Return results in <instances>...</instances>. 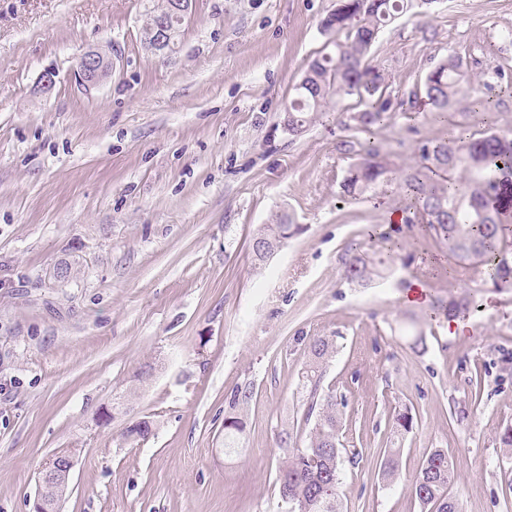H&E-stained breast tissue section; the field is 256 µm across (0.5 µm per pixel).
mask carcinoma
Returning a JSON list of instances; mask_svg holds the SVG:
<instances>
[{"instance_id": "1", "label": "carcinoma", "mask_w": 512, "mask_h": 512, "mask_svg": "<svg viewBox=\"0 0 512 512\" xmlns=\"http://www.w3.org/2000/svg\"><path fill=\"white\" fill-rule=\"evenodd\" d=\"M141 27V41H146L158 17H168L171 28L168 53L176 51L184 17L172 9L173 0H148ZM413 0H336L335 9L322 22V30L334 36L333 49L315 57L288 99V133L306 131L311 116L334 96L340 101L356 97L358 112L348 116L357 128L367 132L383 124L401 107L386 96V80L379 69L368 64L380 30L411 10ZM469 78V63L450 54L425 77L422 87L412 92L410 108L420 103L431 107L434 115L448 118V105L458 96ZM339 149L356 155L341 188L354 198L371 191L392 171L388 154L371 141L343 140ZM455 170L465 173L459 182L444 174ZM512 183V136L496 130L478 138L451 133L448 138L418 147L416 161L400 170V184L408 204L403 209L404 223L420 226L425 233L448 250L455 260L454 271L465 282L478 271L484 281L496 288H512V225L506 212L512 198L500 195L501 186ZM298 226L291 218L276 216L258 229L254 239L264 241L274 250L291 236ZM386 250L377 260L365 253H355L345 263L343 278L351 283L383 276L389 265L402 259V239L389 231L372 233ZM476 307L475 293L463 290L448 299L433 303V310L448 317L470 313ZM336 352L331 336H316L308 344V361L302 372L306 408L303 422L308 428L307 443L284 458L278 470L279 495L286 512H340V485L343 462L360 455L356 448L340 447L345 399L332 388H324L328 363ZM253 396L245 385L230 394L224 411V442L230 448L244 431L242 411ZM392 435L403 440L413 429V416L406 409L390 421ZM152 432V422L142 418L125 427L128 439H142ZM402 448L384 450L381 479L391 484L398 476ZM455 479L453 462L439 448L425 456L411 484L412 496L424 512H458L448 497V487Z\"/></svg>"}]
</instances>
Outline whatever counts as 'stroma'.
Returning <instances> with one entry per match:
<instances>
[{"label": "stroma", "instance_id": "obj_1", "mask_svg": "<svg viewBox=\"0 0 512 512\" xmlns=\"http://www.w3.org/2000/svg\"><path fill=\"white\" fill-rule=\"evenodd\" d=\"M336 0H193L175 54L140 41L146 0H0V512H30L55 449L77 463L60 512H282L278 467L303 447L307 345L333 337L325 382L347 406L343 512H421L411 483L443 449L459 512H512V290L484 284L464 332L408 305L404 285L460 292L444 248L404 228L405 261L363 285L341 273L370 227L402 208L396 184L344 196L346 139L398 165L422 142L485 130L471 97L491 94L512 131V0H435L378 35L369 58L392 100H408L448 54L473 64L452 120L395 112L347 128L355 98L328 101L289 135L284 104L324 51ZM112 58L85 91L80 53ZM53 73L50 92L41 79ZM276 214L299 230L255 270L250 240ZM425 348H413L416 333ZM253 399L234 447L226 398ZM125 398L110 421L98 415ZM411 408L399 476L381 453L394 411ZM152 434L127 440L129 422ZM288 443H281L282 432Z\"/></svg>", "mask_w": 512, "mask_h": 512}]
</instances>
